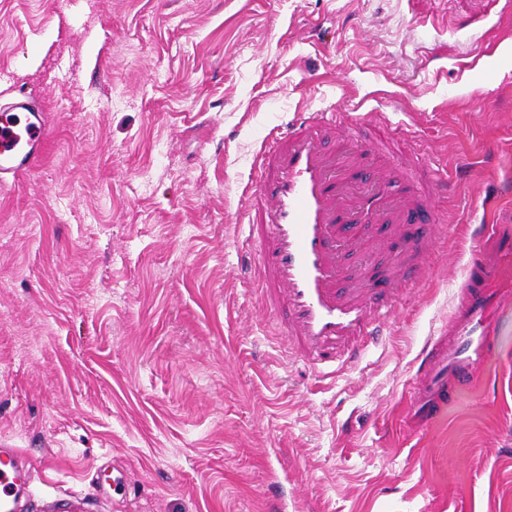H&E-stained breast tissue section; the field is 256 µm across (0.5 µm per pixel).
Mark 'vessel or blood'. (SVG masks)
Returning <instances> with one entry per match:
<instances>
[{
    "label": "vessel or blood",
    "mask_w": 512,
    "mask_h": 512,
    "mask_svg": "<svg viewBox=\"0 0 512 512\" xmlns=\"http://www.w3.org/2000/svg\"><path fill=\"white\" fill-rule=\"evenodd\" d=\"M9 108L30 119L22 147L0 126V174L15 175L41 161L47 134L25 98ZM458 189L421 140L382 113L295 112L274 128L251 165L245 265L292 362L332 377L390 336L402 297L417 292L446 233L440 204ZM468 236L475 250L454 310L416 359L406 415L415 429L473 383L494 349L505 298L488 281L512 255V226L472 224ZM35 476L22 449L0 447V512H20Z\"/></svg>",
    "instance_id": "b4317fda"
}]
</instances>
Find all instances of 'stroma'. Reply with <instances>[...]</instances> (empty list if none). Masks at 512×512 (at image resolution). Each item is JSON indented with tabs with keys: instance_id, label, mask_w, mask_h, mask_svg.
<instances>
[{
	"instance_id": "obj_1",
	"label": "stroma",
	"mask_w": 512,
	"mask_h": 512,
	"mask_svg": "<svg viewBox=\"0 0 512 512\" xmlns=\"http://www.w3.org/2000/svg\"><path fill=\"white\" fill-rule=\"evenodd\" d=\"M481 0H0V105L45 115L0 179V442L25 512H512V306L475 381L405 426L468 242L331 379L291 363L240 271L244 189L280 117L387 113L460 178L453 223L511 224L512 13ZM3 111L25 112L30 119L28 138L18 149L13 132L0 125V174H18L36 166L42 159L47 143L46 124L38 112H31L24 97H16ZM0 447V511L19 512L21 495L28 491L36 472L21 448Z\"/></svg>"
}]
</instances>
